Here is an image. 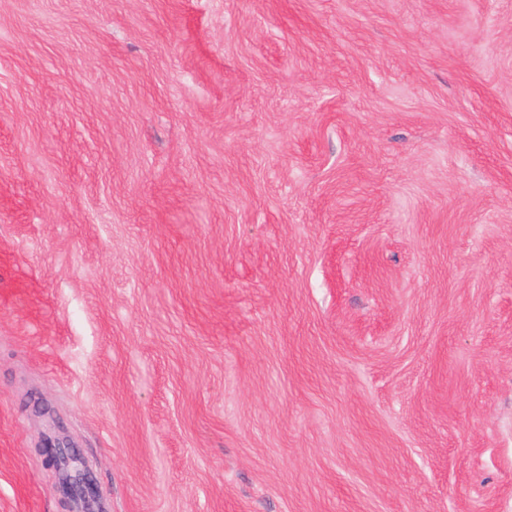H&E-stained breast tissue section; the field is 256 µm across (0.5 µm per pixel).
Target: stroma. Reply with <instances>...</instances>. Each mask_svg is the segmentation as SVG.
<instances>
[{
	"label": "stroma",
	"instance_id": "1",
	"mask_svg": "<svg viewBox=\"0 0 512 512\" xmlns=\"http://www.w3.org/2000/svg\"><path fill=\"white\" fill-rule=\"evenodd\" d=\"M512 512V0H0V512ZM38 450L48 468L63 472L56 491L64 512H103L91 510L92 504L100 500L99 490L89 480L88 468L74 456L67 442L46 436Z\"/></svg>",
	"mask_w": 512,
	"mask_h": 512
}]
</instances>
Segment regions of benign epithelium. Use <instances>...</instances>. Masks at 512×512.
<instances>
[{
  "label": "benign epithelium",
  "mask_w": 512,
  "mask_h": 512,
  "mask_svg": "<svg viewBox=\"0 0 512 512\" xmlns=\"http://www.w3.org/2000/svg\"><path fill=\"white\" fill-rule=\"evenodd\" d=\"M45 465L63 472L56 491L64 512H93L92 504L100 500L98 488L89 480V470L73 454L68 443L51 436L38 447Z\"/></svg>",
  "instance_id": "benign-epithelium-1"
}]
</instances>
